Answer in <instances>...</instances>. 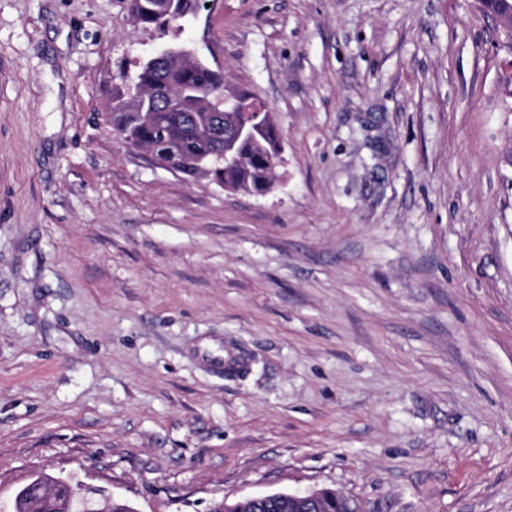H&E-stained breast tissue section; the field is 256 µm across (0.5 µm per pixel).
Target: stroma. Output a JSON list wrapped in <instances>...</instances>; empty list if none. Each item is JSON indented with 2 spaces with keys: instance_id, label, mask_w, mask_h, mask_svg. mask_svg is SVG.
<instances>
[{
  "instance_id": "1",
  "label": "stroma",
  "mask_w": 512,
  "mask_h": 512,
  "mask_svg": "<svg viewBox=\"0 0 512 512\" xmlns=\"http://www.w3.org/2000/svg\"><path fill=\"white\" fill-rule=\"evenodd\" d=\"M194 40L285 148L266 194L112 133ZM35 472L138 512L329 487L512 512V38L479 0H0V507ZM129 7L135 21L141 25H154L159 29L181 30L194 20L205 6L204 0H178L174 8L166 0H130Z\"/></svg>"
}]
</instances>
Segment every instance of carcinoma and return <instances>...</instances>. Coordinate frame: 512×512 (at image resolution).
<instances>
[{
  "label": "carcinoma",
  "instance_id": "obj_1",
  "mask_svg": "<svg viewBox=\"0 0 512 512\" xmlns=\"http://www.w3.org/2000/svg\"><path fill=\"white\" fill-rule=\"evenodd\" d=\"M204 6L205 0H178L173 7L168 0H130L129 3L137 23L163 30L185 28ZM172 46L179 49L177 59L157 65L144 60L133 84L112 94V131L130 147L141 143L164 154H177L186 162L184 176L192 178L195 167L189 161L206 155L211 145L200 135L181 130L178 121L203 125L229 106L224 104V74L188 43L174 42ZM238 152V168L212 167L215 180L235 190H268L282 153L273 124H267L256 138L240 143ZM221 505L223 512H346L348 502L336 496V490L324 488L321 508L313 510L297 508L292 502L248 499L219 501L213 507Z\"/></svg>",
  "mask_w": 512,
  "mask_h": 512
}]
</instances>
